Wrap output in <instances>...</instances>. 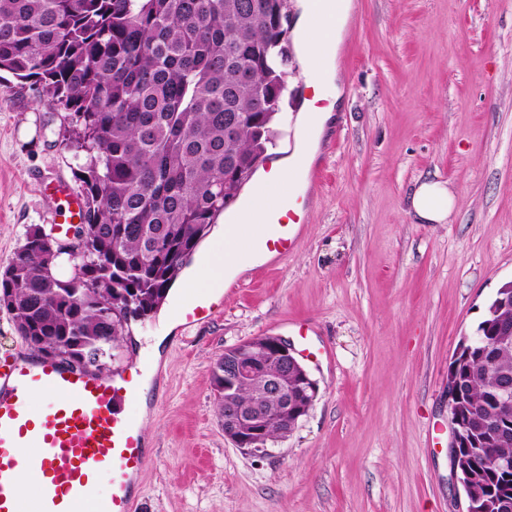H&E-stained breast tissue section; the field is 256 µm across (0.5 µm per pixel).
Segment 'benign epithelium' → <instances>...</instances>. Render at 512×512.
I'll return each mask as SVG.
<instances>
[{"mask_svg": "<svg viewBox=\"0 0 512 512\" xmlns=\"http://www.w3.org/2000/svg\"><path fill=\"white\" fill-rule=\"evenodd\" d=\"M83 225L73 230L72 237L60 240L47 237L50 247L77 250L83 243ZM301 378L308 384V394L301 399L288 394V377ZM250 387L252 395L243 402L239 388ZM318 392L308 370L294 355L290 344L279 336H256L224 350V437L236 447L253 453L266 452V430L276 420L282 435H288V419L308 412ZM279 405V413L271 416L268 404Z\"/></svg>", "mask_w": 512, "mask_h": 512, "instance_id": "obj_1", "label": "benign epithelium"}]
</instances>
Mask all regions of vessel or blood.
Wrapping results in <instances>:
<instances>
[{"instance_id":"b4317fda","label":"vessel or blood","mask_w":512,"mask_h":512,"mask_svg":"<svg viewBox=\"0 0 512 512\" xmlns=\"http://www.w3.org/2000/svg\"><path fill=\"white\" fill-rule=\"evenodd\" d=\"M67 206L52 222L68 235L81 220L84 201L61 187ZM308 205L290 196L287 206L269 212L261 251L276 259L291 254ZM223 301L199 297L185 305L186 326L214 319ZM135 381L130 367L104 374L36 357L27 364H0V512H134L135 479L151 459L141 429L119 418L115 407L129 399ZM52 397L49 409H36L34 399ZM34 448V457L20 449ZM26 471L34 492L15 495L19 471ZM110 473L111 490L98 497L102 473Z\"/></svg>"}]
</instances>
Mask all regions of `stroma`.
<instances>
[{
    "mask_svg": "<svg viewBox=\"0 0 512 512\" xmlns=\"http://www.w3.org/2000/svg\"><path fill=\"white\" fill-rule=\"evenodd\" d=\"M341 97L297 180L308 218L293 252L258 256L214 320L131 321L113 367L150 391L122 414L152 459L135 512H457L448 366L512 280V0H351L337 48ZM288 60L276 145L303 141ZM34 85L0 77V267L78 161ZM448 182L449 223H418V181ZM308 328L307 339L297 335ZM270 334L318 384L308 414L265 453L224 438L211 382L226 348ZM158 353H151V345Z\"/></svg>",
    "mask_w": 512,
    "mask_h": 512,
    "instance_id": "obj_1",
    "label": "stroma"
}]
</instances>
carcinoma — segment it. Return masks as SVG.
I'll return each mask as SVG.
<instances>
[{"label":"carcinoma","instance_id":"carcinoma-1","mask_svg":"<svg viewBox=\"0 0 512 512\" xmlns=\"http://www.w3.org/2000/svg\"><path fill=\"white\" fill-rule=\"evenodd\" d=\"M284 0H0V72L32 80L84 153L87 224L74 275L30 226L0 270V307L32 349L100 370L128 321L166 299L214 219L275 137L285 92ZM512 307L492 299L449 368L448 410L473 512H512Z\"/></svg>","mask_w":512,"mask_h":512}]
</instances>
